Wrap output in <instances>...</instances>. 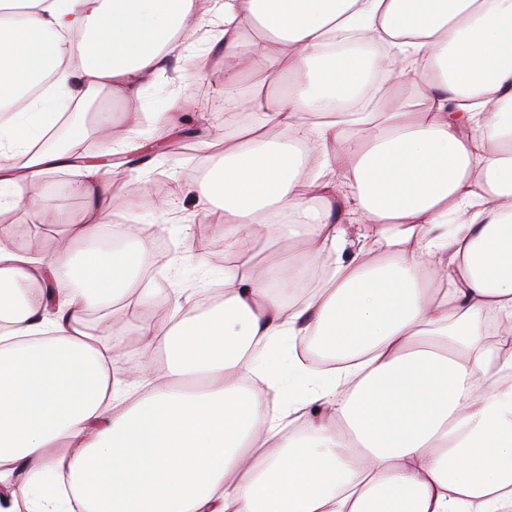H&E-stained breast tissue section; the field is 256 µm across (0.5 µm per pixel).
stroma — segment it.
<instances>
[{
	"instance_id": "stroma-1",
	"label": "stroma",
	"mask_w": 512,
	"mask_h": 512,
	"mask_svg": "<svg viewBox=\"0 0 512 512\" xmlns=\"http://www.w3.org/2000/svg\"><path fill=\"white\" fill-rule=\"evenodd\" d=\"M199 81L210 88L207 105H200L187 96V83L177 80L174 69L161 72L154 82L141 92L142 120L136 133L138 146L131 155L136 165L125 169L123 181L115 182L114 192H122L124 181L133 182L136 190L161 181L192 184L210 164L211 152L205 142L208 137L224 132V114L218 108L221 91L222 65L219 57L209 56ZM179 98L184 114L193 116V123L183 125L180 132L165 139L155 135V115L166 111L172 98ZM195 201L189 196L171 199L160 193L152 200L137 198L130 213L135 223L143 225L162 245L166 258L159 265L144 269L142 279L149 288L163 293L167 302L181 301L187 309H199V289L215 287L224 274V263L215 257L204 262L193 259L199 223L194 216Z\"/></svg>"
}]
</instances>
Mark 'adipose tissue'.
I'll return each instance as SVG.
<instances>
[{
    "label": "adipose tissue",
    "mask_w": 512,
    "mask_h": 512,
    "mask_svg": "<svg viewBox=\"0 0 512 512\" xmlns=\"http://www.w3.org/2000/svg\"><path fill=\"white\" fill-rule=\"evenodd\" d=\"M202 30L252 115L196 189L224 279L119 378L155 254L100 240L136 190L86 167L71 224L43 183L86 135L63 108L138 126ZM10 208L62 230L0 227V512H512V0H0ZM91 112H85L86 121L91 125L98 124L101 120L112 123L114 139L120 137L125 128L124 109L117 98L110 99L107 92L100 95L93 94L91 100Z\"/></svg>",
    "instance_id": "adipose-tissue-1"
}]
</instances>
